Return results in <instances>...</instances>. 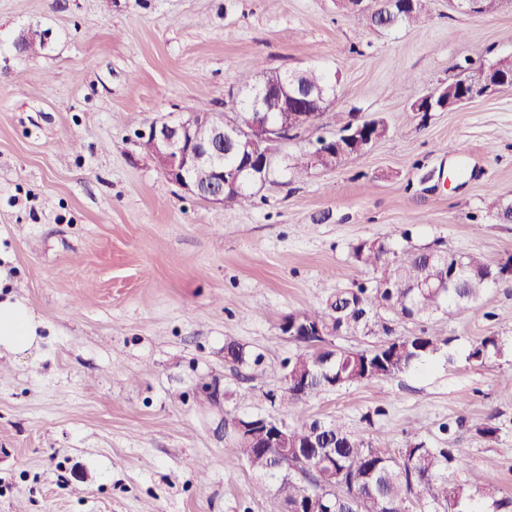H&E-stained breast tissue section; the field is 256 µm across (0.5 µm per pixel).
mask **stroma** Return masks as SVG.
Here are the masks:
<instances>
[{
  "label": "stroma",
  "instance_id": "obj_1",
  "mask_svg": "<svg viewBox=\"0 0 512 512\" xmlns=\"http://www.w3.org/2000/svg\"><path fill=\"white\" fill-rule=\"evenodd\" d=\"M424 2L420 23L383 31L336 0H0V298L38 322L32 349L0 352V512H269L227 424L268 413L337 421L396 458L455 422L465 453L449 483L512 496V280L401 323L448 338L427 368L291 409L263 397L299 349L284 318L372 283L359 241L512 257V222L485 209L512 199V89L426 119L410 109L464 58L512 59V0L493 14ZM31 29L43 49L18 54ZM309 67L336 75L335 111L383 119L388 136L295 178L292 157L330 131L320 122L231 211L178 189L141 147L156 121L228 112L241 73ZM490 335L502 353L470 361ZM229 342L246 364L225 359Z\"/></svg>",
  "mask_w": 512,
  "mask_h": 512
}]
</instances>
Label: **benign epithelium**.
Wrapping results in <instances>:
<instances>
[{
    "instance_id": "1",
    "label": "benign epithelium",
    "mask_w": 512,
    "mask_h": 512,
    "mask_svg": "<svg viewBox=\"0 0 512 512\" xmlns=\"http://www.w3.org/2000/svg\"><path fill=\"white\" fill-rule=\"evenodd\" d=\"M353 11L368 8L376 17L386 19L413 0H346ZM512 84V73L498 67H473L471 78L462 85L449 84L414 101L411 110L428 116L431 112H450L477 99L489 97ZM250 118L239 126H224V117L213 112L192 110L177 117L153 123L144 135L143 147L166 178L184 192L215 205L224 204V191L246 192L253 186L258 171L275 165L281 145L311 130L334 103L329 90H313L299 81L298 74H284L248 87L245 96ZM373 120L351 119L345 141L356 153L367 152L375 143L370 134ZM343 146L336 134L321 135L310 143L309 154L320 162ZM237 157V170H224V156ZM463 267L449 279L420 284L442 292L457 287L464 276ZM248 446L269 448L276 435L288 431L278 418L258 416L236 422Z\"/></svg>"
}]
</instances>
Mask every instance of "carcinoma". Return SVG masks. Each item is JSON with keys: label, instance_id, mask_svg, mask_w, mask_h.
<instances>
[{"label": "carcinoma", "instance_id": "cac0c4a2", "mask_svg": "<svg viewBox=\"0 0 512 512\" xmlns=\"http://www.w3.org/2000/svg\"><path fill=\"white\" fill-rule=\"evenodd\" d=\"M352 258L376 272L374 283L338 289L322 306L297 314L311 327L320 323L329 329L323 338L298 333L294 341L302 344V350L286 361L289 375L308 379L311 397L324 391L328 381L322 374L323 363L336 372V386L343 387L363 382L368 375L390 378L440 354L449 339L425 332L405 334L398 325L452 305L468 308L512 266V258L492 265L466 254L465 283L456 298L418 287L411 306L394 313L392 295L405 294L406 285L450 276L456 254L438 243L398 251L386 240H363L353 247ZM378 282L395 285L394 293L375 287ZM337 336H362L371 339V345L337 346L332 341ZM497 351L498 338L486 336L472 346L468 359L482 364ZM451 431V425L442 426L447 437L437 446L418 440L399 460L373 441L320 420L295 428L286 465L276 448H247L240 438L236 443L241 445L242 459L260 478L275 481L271 512H406L409 498L425 495L432 512H463L465 503L482 500L492 512H512V497L498 496L494 487L473 492L461 484L448 485V469L461 452Z\"/></svg>", "mask_w": 512, "mask_h": 512}]
</instances>
